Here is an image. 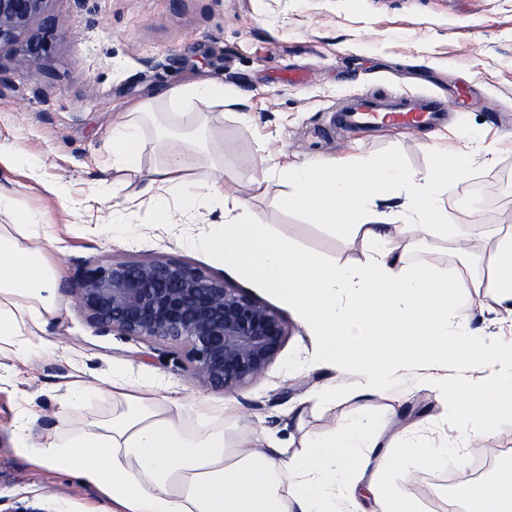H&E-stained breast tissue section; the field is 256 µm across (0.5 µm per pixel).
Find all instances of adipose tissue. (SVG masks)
<instances>
[{
    "instance_id": "adipose-tissue-1",
    "label": "adipose tissue",
    "mask_w": 512,
    "mask_h": 512,
    "mask_svg": "<svg viewBox=\"0 0 512 512\" xmlns=\"http://www.w3.org/2000/svg\"><path fill=\"white\" fill-rule=\"evenodd\" d=\"M173 105L207 99L231 106L237 96L223 83L195 80L164 95ZM112 168L145 173L147 185L168 186L179 209L158 203L160 224L191 223L199 209L220 212L223 221L195 240V247L237 268L280 297L299 315L318 344L320 360L335 370H355L357 394L381 397L406 367L421 365L424 380L469 442L484 443L503 414H512V343L477 342L467 314L451 304L458 288L491 294L512 317V225L499 228L496 255L485 276L470 268L410 269L401 264L398 241L447 232L466 239L481 232L440 204L450 180L469 157L438 155L423 174L408 171L400 155L348 168L338 160L296 165L279 172L286 187L278 207L308 213L318 223L341 227L372 244L365 263L326 260L295 246L286 232L268 227L247 200L223 179L203 182L183 176V153L171 145L163 162L142 171L138 118L125 116L106 142ZM45 226L18 217L11 196L0 192V347L30 356L31 339L55 315V271L46 261ZM464 371L493 368L480 392L466 378L449 381L447 360ZM184 404L158 399L149 380L112 384V413L81 419L64 430L33 436L31 412L14 428L23 456L74 475L112 503V512H360L358 495L368 489L377 512H420L417 503L387 481L390 470L423 458L430 467L448 457L444 448H420L400 438L346 425L307 440L289 454L274 440L245 434L226 440L207 419L223 408L201 407L204 421L182 431ZM467 512H512V464L488 481L463 489Z\"/></svg>"
}]
</instances>
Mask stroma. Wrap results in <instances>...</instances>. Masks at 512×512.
<instances>
[{"mask_svg": "<svg viewBox=\"0 0 512 512\" xmlns=\"http://www.w3.org/2000/svg\"><path fill=\"white\" fill-rule=\"evenodd\" d=\"M55 28L35 63L22 44L0 48V147L30 154L32 166L0 162V190L19 212L40 214L47 257L57 264L58 310L34 339L27 360L0 354V512H87L98 491L75 477L30 464L14 450L18 411L33 406L35 434L62 430L60 403L69 384L120 374L150 378L157 394L184 404L222 405L225 437L256 432L298 452L305 439L359 418V376L316 359V343L273 289L224 265L193 242L220 213L191 224H158L159 201L178 205L173 191L154 188L135 198L112 193V158L105 143L131 106L152 104L142 124V168L162 158L159 129L196 131L224 152V180L272 229H287L302 248L359 265L358 241L301 213L276 206L284 186L256 183L261 170L332 158L380 161L401 152L407 168L426 172L438 152L475 153L466 175L443 196L461 221L490 227L512 219V0H50ZM236 88L231 111L192 102L173 111L162 95L197 80ZM428 90L460 97L461 107L435 129L395 127L336 133L334 108L369 91L383 96ZM467 254L452 239L403 240L412 268L488 265L492 252L476 236ZM175 259L275 310L289 334L259 380L224 392L198 386L180 345L102 332L79 308L74 288L83 270L108 261ZM485 343L512 341V320L497 315L491 296L456 295ZM434 392L414 374L372 402L367 424L383 435L413 436L446 446V464L414 460L388 476L421 512L465 504L438 488L455 475L476 473L484 450L443 419Z\"/></svg>", "mask_w": 512, "mask_h": 512, "instance_id": "1", "label": "stroma"}]
</instances>
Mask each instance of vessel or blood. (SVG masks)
Returning <instances> with one entry per match:
<instances>
[{
    "label": "vessel or blood",
    "mask_w": 512,
    "mask_h": 512,
    "mask_svg": "<svg viewBox=\"0 0 512 512\" xmlns=\"http://www.w3.org/2000/svg\"><path fill=\"white\" fill-rule=\"evenodd\" d=\"M450 110L447 99L432 93L382 98L363 92L352 95L338 105L336 113L338 123L349 129L375 125L417 129L442 122Z\"/></svg>",
    "instance_id": "vessel-or-blood-1"
}]
</instances>
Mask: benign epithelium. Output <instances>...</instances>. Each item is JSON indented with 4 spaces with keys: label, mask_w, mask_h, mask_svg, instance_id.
<instances>
[{
    "label": "benign epithelium",
    "mask_w": 512,
    "mask_h": 512,
    "mask_svg": "<svg viewBox=\"0 0 512 512\" xmlns=\"http://www.w3.org/2000/svg\"><path fill=\"white\" fill-rule=\"evenodd\" d=\"M48 2L0 0V47L23 39L24 60H39L46 41L33 24L54 25ZM75 294L88 321L103 330L185 346L202 388L232 391L258 380L289 335L273 309L222 279L164 257L88 268Z\"/></svg>",
    "instance_id": "benign-epithelium-1"
}]
</instances>
